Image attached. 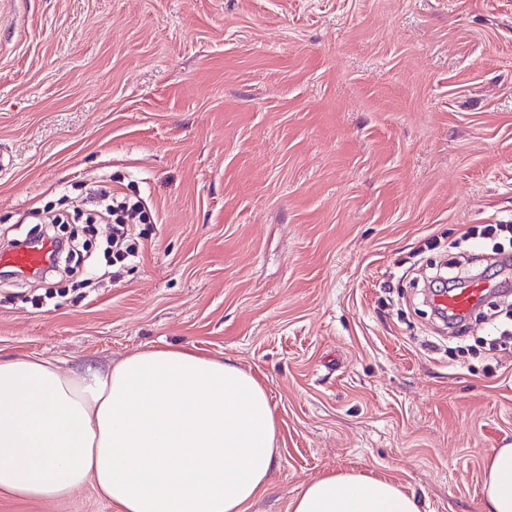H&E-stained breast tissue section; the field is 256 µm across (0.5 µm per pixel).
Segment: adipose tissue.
Listing matches in <instances>:
<instances>
[{
    "mask_svg": "<svg viewBox=\"0 0 512 512\" xmlns=\"http://www.w3.org/2000/svg\"><path fill=\"white\" fill-rule=\"evenodd\" d=\"M265 387L232 358L145 349L61 371L0 358V492L32 500L86 483L117 512H245L278 462ZM482 494L512 512V448L492 449ZM290 512H421L399 484L360 472L303 487Z\"/></svg>",
    "mask_w": 512,
    "mask_h": 512,
    "instance_id": "1",
    "label": "adipose tissue"
}]
</instances>
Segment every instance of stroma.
I'll return each mask as SVG.
<instances>
[{"mask_svg":"<svg viewBox=\"0 0 512 512\" xmlns=\"http://www.w3.org/2000/svg\"><path fill=\"white\" fill-rule=\"evenodd\" d=\"M0 250L107 181L142 199L119 281L0 278V356L233 357L279 458L246 512L363 472L486 512L512 337L444 329L446 255L512 252V0H0ZM436 249H427V241ZM0 512H116L93 485Z\"/></svg>","mask_w":512,"mask_h":512,"instance_id":"35a3bbf8","label":"stroma"}]
</instances>
